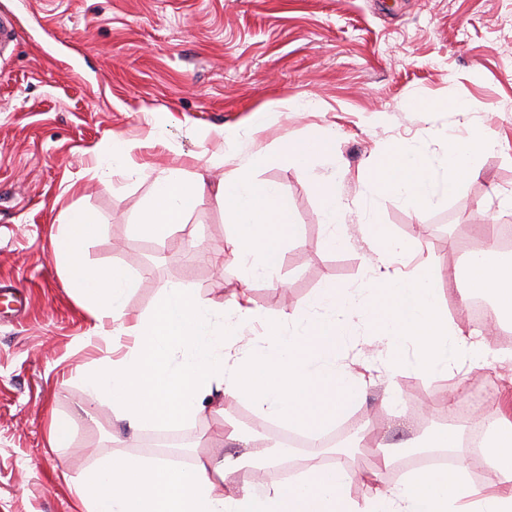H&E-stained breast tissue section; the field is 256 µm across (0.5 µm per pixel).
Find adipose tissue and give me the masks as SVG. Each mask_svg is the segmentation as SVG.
<instances>
[{
    "label": "adipose tissue",
    "mask_w": 512,
    "mask_h": 512,
    "mask_svg": "<svg viewBox=\"0 0 512 512\" xmlns=\"http://www.w3.org/2000/svg\"><path fill=\"white\" fill-rule=\"evenodd\" d=\"M493 147L474 127L466 135L449 136L446 174L437 180L422 155L400 146L372 166L368 181L375 193L397 196L408 207H434L478 175L482 154ZM335 148L334 132L324 129L289 142L288 156L306 171L314 159L334 158ZM206 189L203 175L187 179L178 168L158 177L141 230L164 238ZM213 191L231 228L227 246L241 267L243 284L225 302L224 329L217 334L205 329L211 309L180 284L165 288L151 315L130 319L127 273L87 265L80 231L94 218L80 209L68 212L76 234L52 242L68 288L91 303L98 337L110 344L124 334L134 339L121 358L85 376V400H108L133 433L187 422L208 396L245 401L258 420L302 429L312 444L310 463L296 482L269 489L257 474L268 460L262 448L243 458L214 455L192 469L115 456L80 481L76 494L84 512H512V495L469 483L461 464L440 473L414 471L359 503L349 494L355 475L347 461L321 458L323 431L358 400L363 385L340 359L353 315H361L375 339L396 348L412 346L418 366L444 379L455 378L461 360L480 362L484 345L470 341L449 318L433 286L436 270L427 264L415 276L381 273L363 288L360 307L351 305L348 289L326 284L310 304L268 320L259 337L247 336L255 312L246 286L280 268L283 245L295 239L296 224L278 189L245 172L225 177ZM457 276L469 294L492 298L495 316L512 315L511 256L482 250ZM177 352L182 362L173 370L169 362ZM487 445L498 485H512V422L494 425Z\"/></svg>",
    "instance_id": "obj_1"
}]
</instances>
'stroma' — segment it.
I'll return each instance as SVG.
<instances>
[{
    "label": "stroma",
    "mask_w": 512,
    "mask_h": 512,
    "mask_svg": "<svg viewBox=\"0 0 512 512\" xmlns=\"http://www.w3.org/2000/svg\"><path fill=\"white\" fill-rule=\"evenodd\" d=\"M16 39L0 48V280L25 291V311L0 316V512H82L74 486L103 459L157 454L148 431L129 440L111 404L86 407L83 376L114 351L97 337L87 303L66 286L51 240L80 208L95 222L83 233L93 267H121L132 279L126 306L152 313L164 288L183 284L216 312L237 289L240 269L226 253L224 208L197 200L164 241L136 226L155 180L173 167L213 182L244 170L277 186L297 224L285 244L276 281L250 286L259 320L293 311L326 283L357 291L386 271H417L422 261L447 270L462 262L484 224H512L500 204L512 193V0H0ZM284 100L263 112L268 100ZM476 104L460 116L456 103ZM261 126H254L255 111ZM480 127L495 141L468 180L440 206L415 210L372 192L368 165L396 146L421 151L435 178L445 173L444 137ZM162 142L140 150V174L98 163L88 149L111 137ZM232 130L233 139L201 142L203 128ZM336 131V156L301 171L290 140ZM222 153L226 162L211 163ZM335 175L342 221L373 216L402 243L403 256L382 261L360 235L327 244L318 178ZM353 323L348 358L365 386L346 415L329 426L350 436L346 452L356 477L350 494L370 497L374 482L394 484L403 472L365 479L380 445L398 461L411 437H430L446 418L447 396L464 404L471 382L492 392L454 430L500 421L512 393V365L500 363V337H484L488 364L447 381L424 372L412 350L389 354L362 340ZM228 403L209 397L178 425L189 456L204 462L223 444ZM70 425L69 445H48L52 417Z\"/></svg>",
    "instance_id": "stroma-1"
}]
</instances>
